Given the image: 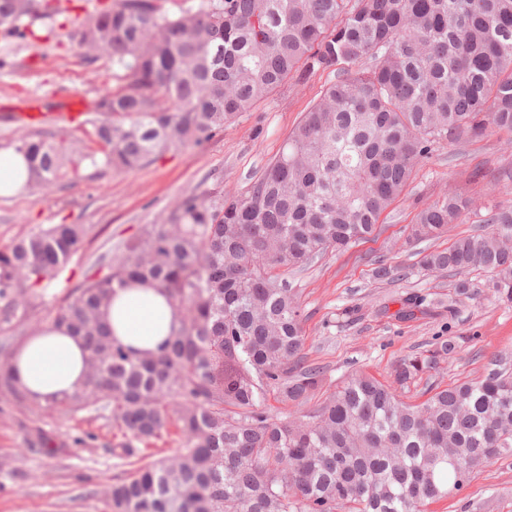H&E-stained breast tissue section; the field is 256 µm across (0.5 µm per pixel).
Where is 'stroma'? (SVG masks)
<instances>
[{"instance_id":"stroma-1","label":"stroma","mask_w":512,"mask_h":512,"mask_svg":"<svg viewBox=\"0 0 512 512\" xmlns=\"http://www.w3.org/2000/svg\"><path fill=\"white\" fill-rule=\"evenodd\" d=\"M51 2L54 13L22 18L24 38L0 39L1 147L32 133V126L17 119L23 107L54 111L57 98L67 90L91 105L131 81L129 72L112 58L87 61L68 38L74 22L103 6L104 0ZM331 80V75L318 73L303 84L288 82L240 113L223 134L139 169L120 173L88 163L52 190L27 188L0 197V249L39 225L93 228L85 253L72 258L45 298H33L12 320H0V343L19 346L81 281L90 255L137 236L144 225L159 223L187 194L214 200L244 190L278 154ZM506 139V134L494 132L439 149L416 167L405 192L381 215L370 239L289 272L306 317L305 351L310 362L326 367L329 381L340 382L357 370L385 380L402 358L451 336L469 337V344L407 390L408 401L419 403L430 387L478 377L488 359L512 351V306L495 298L485 278H477L471 295L450 307L446 300L452 293L451 276L420 266L425 253L478 233L479 220L490 205L512 201V147ZM491 172L498 182L488 180ZM452 191L471 198L472 210L449 225L440 239L409 241L418 210ZM378 257L406 271V278L375 279L371 261ZM411 295L425 302L413 317H401L402 301ZM43 435L55 440L56 449L40 447ZM122 440L107 415L81 411L38 417L0 401V512H105L109 487L136 468L137 458L170 456L181 446L173 430L162 439L139 444L137 457L126 458L112 453ZM427 512H512V456L476 469L456 496L431 503Z\"/></svg>"}]
</instances>
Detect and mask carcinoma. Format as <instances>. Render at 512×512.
Returning a JSON list of instances; mask_svg holds the SVG:
<instances>
[{
    "label": "carcinoma",
    "mask_w": 512,
    "mask_h": 512,
    "mask_svg": "<svg viewBox=\"0 0 512 512\" xmlns=\"http://www.w3.org/2000/svg\"><path fill=\"white\" fill-rule=\"evenodd\" d=\"M34 0H0V28ZM132 82L94 110L97 153L48 134L14 147L28 185L51 189L89 160L115 171L198 145L293 79H337L244 192L210 203L190 194L145 226L106 269L75 286L48 324L80 336L88 372L46 403L0 362V398L31 413L109 412L122 455L177 425L182 448L112 485L109 512H425L473 470L512 455V353L483 373L403 399L465 336L401 359L393 383L356 371L340 384L308 361L303 309L281 269H301L374 234L414 168L440 145L490 129L512 136V0H111L72 33ZM471 207L450 193L421 208L417 239L437 238ZM483 232L426 254L456 297L489 278L512 304V203ZM86 224L39 226L0 249V316L9 320L86 244ZM132 281L157 283L180 312L156 352L112 339L103 309ZM295 407L283 416L269 400Z\"/></svg>",
    "instance_id": "carcinoma-1"
}]
</instances>
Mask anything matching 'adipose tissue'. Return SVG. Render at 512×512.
<instances>
[{"mask_svg": "<svg viewBox=\"0 0 512 512\" xmlns=\"http://www.w3.org/2000/svg\"><path fill=\"white\" fill-rule=\"evenodd\" d=\"M105 316L115 342L148 353L169 338L179 312L164 288L133 282L116 290ZM8 369L32 399L45 402L82 384L84 348L72 333L45 326L15 350Z\"/></svg>", "mask_w": 512, "mask_h": 512, "instance_id": "1", "label": "adipose tissue"}]
</instances>
